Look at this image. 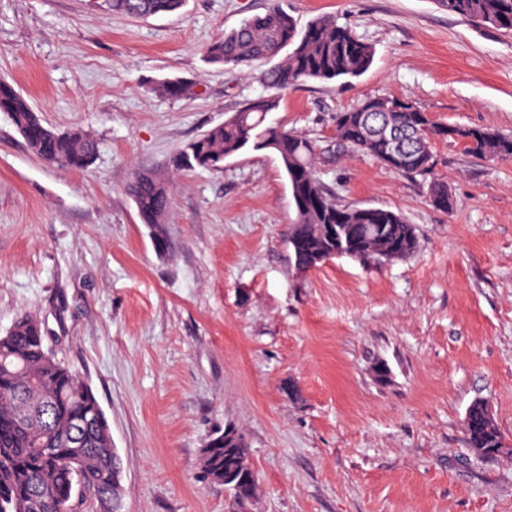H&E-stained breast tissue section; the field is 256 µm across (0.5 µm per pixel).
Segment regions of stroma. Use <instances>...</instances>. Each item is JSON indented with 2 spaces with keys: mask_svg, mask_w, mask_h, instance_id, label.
I'll return each instance as SVG.
<instances>
[{
  "mask_svg": "<svg viewBox=\"0 0 512 512\" xmlns=\"http://www.w3.org/2000/svg\"><path fill=\"white\" fill-rule=\"evenodd\" d=\"M280 5L301 27L335 18L375 55L360 77L288 88L268 123L313 142L338 201L401 212L416 252L303 272L275 154L248 146L219 170L172 171L186 143L267 94L271 61L228 68L206 50L268 0L142 19L101 0H0V77L45 125L98 145L86 170L48 165L0 112V335L36 315L92 389L122 460V512H227L199 459L228 426L258 478L253 512H512V456L479 459L465 438L484 400L512 444V161L438 139L431 177L404 175L335 132L338 113L397 97L512 134V34L437 0ZM173 77L194 95L154 92ZM141 171L172 194L163 254L128 193ZM434 179L453 210L431 203Z\"/></svg>",
  "mask_w": 512,
  "mask_h": 512,
  "instance_id": "stroma-1",
  "label": "stroma"
}]
</instances>
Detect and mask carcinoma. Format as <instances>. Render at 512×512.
<instances>
[{
    "label": "carcinoma",
    "mask_w": 512,
    "mask_h": 512,
    "mask_svg": "<svg viewBox=\"0 0 512 512\" xmlns=\"http://www.w3.org/2000/svg\"><path fill=\"white\" fill-rule=\"evenodd\" d=\"M185 0H104L109 12L142 18L180 9ZM452 15L479 27L512 32V0H438ZM292 51L265 77L267 86L285 90L302 80L331 81L357 78L374 59L373 47L360 40L331 17L314 19L299 32L291 16L271 0L261 16L244 21L212 43L207 57L213 63L236 67L269 59L283 48ZM168 97L194 94L193 84L168 79L156 86ZM278 106L275 96H260L241 107L173 158L176 171L196 167L220 168L224 159L251 143L257 149L276 150L287 144L278 158L287 178L297 169L306 172L305 190L319 197L320 210L294 207V218L284 230V241L301 270L320 266L317 253L351 247L354 259L366 265H383L412 255L418 247L414 225L398 211L338 202L315 174V147L308 139L266 123ZM0 112L7 114L29 149L52 165L83 170L96 154V141L80 131L55 132L8 81L0 79ZM452 139L473 155L491 160H512V136L477 127L448 126L435 122L412 102L389 97L370 98L336 116V141L368 155L389 169L426 176L434 167L431 142ZM411 154L416 161L402 165L389 159V149ZM142 223L152 225L157 250L168 251L163 224L172 208L167 185L146 173L136 175L129 186ZM432 203L442 200L447 210L455 207L448 184H429ZM348 223L333 230L336 213ZM402 253H389L391 243ZM472 427L466 429L468 448L478 457L505 447L497 425L487 421L480 401L469 407ZM51 452L45 453L43 449ZM202 472L215 481L231 473L235 481L225 485L237 512H245L256 498L258 482L248 461L243 435L227 428L206 443ZM122 480L121 459L113 447L110 426L91 388L47 350L42 323L33 315L15 320L0 336V512H55L59 504L68 512H118L112 501L122 500L116 491Z\"/></svg>",
    "instance_id": "obj_1"
}]
</instances>
